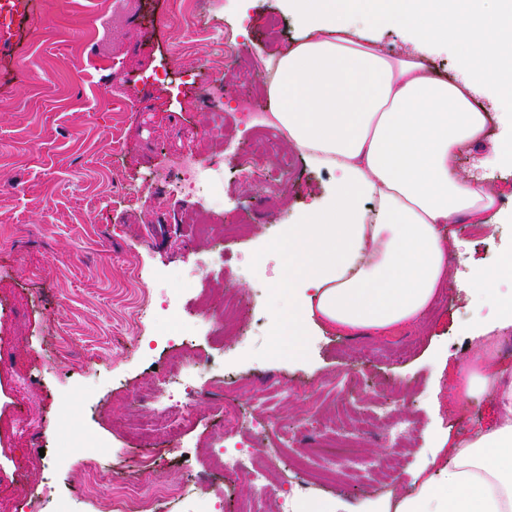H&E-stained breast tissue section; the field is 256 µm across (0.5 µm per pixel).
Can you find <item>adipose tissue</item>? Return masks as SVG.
I'll return each instance as SVG.
<instances>
[{
    "label": "adipose tissue",
    "instance_id": "adipose-tissue-1",
    "mask_svg": "<svg viewBox=\"0 0 512 512\" xmlns=\"http://www.w3.org/2000/svg\"><path fill=\"white\" fill-rule=\"evenodd\" d=\"M304 33L277 61L269 93L289 144L336 171V192L290 225L280 287L288 298L284 341L304 355L309 328L324 320L350 332L418 322L448 281L444 225L489 228L498 194L456 172L461 149L485 138L488 88L512 91V0H283ZM378 29L398 23L410 49L391 58L360 40L354 16ZM464 55L451 80L426 58L443 41ZM512 251L475 269L474 297L494 308L480 334L512 327ZM486 345L456 373L466 398L494 397L504 415L448 450L440 489L423 486L397 512H512V380L492 368Z\"/></svg>",
    "mask_w": 512,
    "mask_h": 512
}]
</instances>
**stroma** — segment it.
<instances>
[{
    "mask_svg": "<svg viewBox=\"0 0 512 512\" xmlns=\"http://www.w3.org/2000/svg\"><path fill=\"white\" fill-rule=\"evenodd\" d=\"M274 15L289 38L271 45L265 31ZM298 33L282 0H211L202 12L190 0H33L29 16L17 20L12 49L0 55V266L9 271L0 279V339L16 352L0 373V428L25 412L13 397L21 379L44 428L35 448L0 439V467L24 503L72 496L84 512H111L107 491L86 494L82 464L93 458L113 482L126 477L149 451L129 424L159 412L138 387L182 367L198 368L218 387L167 405L171 416L195 406L197 421L177 447L163 449L162 467L140 474L146 492L191 489L189 498L167 500L163 512H198L204 501L236 512L239 502L284 495L288 463L302 446L285 449L260 483L251 467L227 473L211 454L228 404L251 415L244 455L270 452L275 437L268 413L250 404L252 377L288 383L277 412L291 422L332 417L336 402L326 384L348 369L365 381L358 402L373 404L392 383L402 388L399 412L412 425L394 481L313 486L308 496L324 512H364L371 503L394 512L424 481L441 485L449 442L495 423L491 397L466 400L453 388L478 344L467 328L489 315L470 295L469 274L494 267L512 248V161L491 160L495 143L512 138L511 100L479 97L492 117L490 135L466 146L457 163L460 175L496 189L501 219L485 232L464 221L444 226L452 274L445 300L387 336L322 323L303 357L274 344L287 304L275 283L288 231L272 233V207L300 223L335 193V171L308 166L285 143L281 151L295 167L275 199L262 185L231 177L216 201L162 197L155 175L173 156L191 148L201 161L223 159L229 170L237 159L225 140L236 149L251 142L230 104L223 136H206L212 115L202 90L233 81L238 60L263 73ZM223 36L230 48L221 57L215 41ZM199 208L210 217V236H200L188 217ZM228 297L239 303L245 337L218 327ZM62 339L73 355L67 369L57 354ZM405 343L411 355L396 359ZM60 456L66 469L53 465Z\"/></svg>",
    "mask_w": 512,
    "mask_h": 512,
    "instance_id": "obj_1",
    "label": "stroma"
}]
</instances>
